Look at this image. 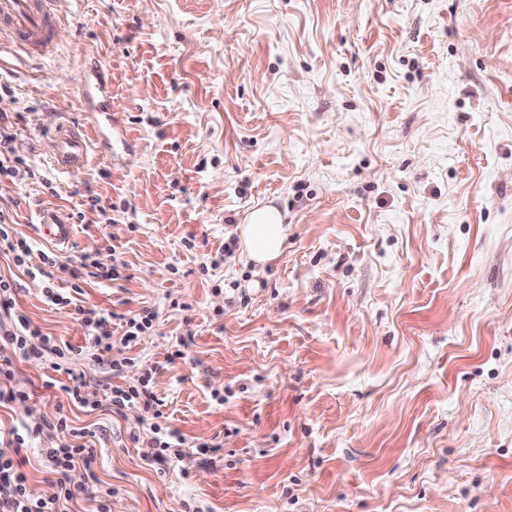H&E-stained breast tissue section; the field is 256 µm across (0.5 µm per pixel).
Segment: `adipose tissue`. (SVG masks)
I'll return each mask as SVG.
<instances>
[{
	"mask_svg": "<svg viewBox=\"0 0 512 512\" xmlns=\"http://www.w3.org/2000/svg\"><path fill=\"white\" fill-rule=\"evenodd\" d=\"M239 244L242 254L257 264L275 260L281 253L288 236V226L280 210L273 206L253 209L239 228Z\"/></svg>",
	"mask_w": 512,
	"mask_h": 512,
	"instance_id": "1",
	"label": "adipose tissue"
}]
</instances>
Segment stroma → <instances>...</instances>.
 <instances>
[{"mask_svg":"<svg viewBox=\"0 0 512 512\" xmlns=\"http://www.w3.org/2000/svg\"><path fill=\"white\" fill-rule=\"evenodd\" d=\"M54 52H0V126L35 178L0 183L34 253L0 254L33 327L84 329L44 298L39 252L80 266L114 249L120 277L81 300L154 328L121 373L72 368L101 456L65 512H512V0H57ZM106 87L84 165L46 142L80 131ZM287 212L260 266L224 243L253 208ZM82 211L70 244L43 212ZM184 356L172 359L179 341ZM151 371L165 469L113 414L112 387ZM41 361L15 365L23 404L67 398ZM216 449L207 456L206 446ZM217 466H210V459ZM73 225L63 220L54 212H47L40 222L44 237L57 244H67L73 237ZM131 440L138 444L144 460L164 465L171 463L179 455L177 448L184 442L177 431H167L157 422L151 423L146 429L135 430L130 435Z\"/></svg>","mask_w":512,"mask_h":512,"instance_id":"obj_1","label":"stroma"}]
</instances>
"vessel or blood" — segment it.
<instances>
[{
  "instance_id": "obj_1",
  "label": "vessel or blood",
  "mask_w": 512,
  "mask_h": 512,
  "mask_svg": "<svg viewBox=\"0 0 512 512\" xmlns=\"http://www.w3.org/2000/svg\"><path fill=\"white\" fill-rule=\"evenodd\" d=\"M52 5L53 0H0V38L9 37L32 54L50 53L58 28ZM48 153L57 166L66 168L86 159L87 144L79 134H59L49 142ZM40 226L44 237L58 244L73 237L72 224L55 213H45Z\"/></svg>"
}]
</instances>
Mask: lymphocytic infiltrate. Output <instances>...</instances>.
<instances>
[{
    "mask_svg": "<svg viewBox=\"0 0 512 512\" xmlns=\"http://www.w3.org/2000/svg\"><path fill=\"white\" fill-rule=\"evenodd\" d=\"M17 293L13 280L0 277V406L23 403L29 398L27 392L12 385L15 360L45 361L53 371L67 372L74 354L73 348L62 347L56 337L31 326L16 309ZM44 297L86 330L94 361L109 366L112 372L122 371L126 360L114 352L108 314L73 302L52 285L45 288ZM110 402L113 413L121 415L136 409L149 418L146 429L131 434L144 460L164 465L177 458L183 438L159 425L162 403L152 391L149 378L128 387H114ZM88 434V429L76 426L63 408L52 418L31 415L9 428L6 439H0V512H61L62 504L84 493L83 485L72 483L70 473L78 468L89 474L94 471L98 451L82 443ZM38 439L47 443L39 454L42 467L52 478L44 494L36 498L28 489L24 466L27 449Z\"/></svg>",
    "mask_w": 512,
    "mask_h": 512,
    "instance_id": "lymphocytic-infiltrate-1",
    "label": "lymphocytic infiltrate"
}]
</instances>
